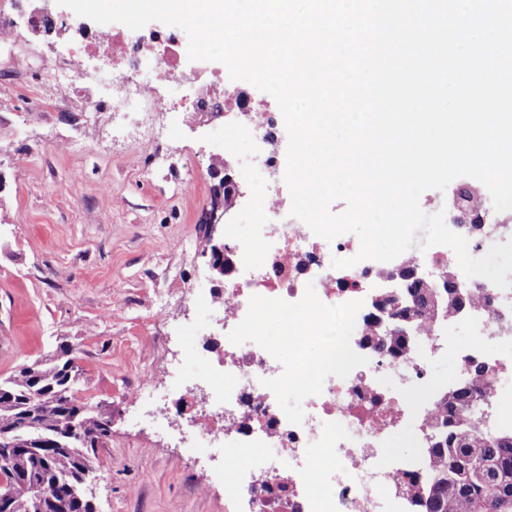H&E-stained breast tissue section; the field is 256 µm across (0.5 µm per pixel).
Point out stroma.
Listing matches in <instances>:
<instances>
[{
	"instance_id": "1",
	"label": "stroma",
	"mask_w": 512,
	"mask_h": 512,
	"mask_svg": "<svg viewBox=\"0 0 512 512\" xmlns=\"http://www.w3.org/2000/svg\"><path fill=\"white\" fill-rule=\"evenodd\" d=\"M0 57V379L59 347L77 356L76 398L112 413L87 494L96 512H242L235 471L193 448L186 426L159 432L139 390L193 345L195 290L213 277L204 254L239 211L208 228L219 129L190 117L180 140L149 145L111 114L89 122L45 109L39 76L17 78ZM430 367L435 387L457 379L458 352L477 341L467 325Z\"/></svg>"
}]
</instances>
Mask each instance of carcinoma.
<instances>
[{"mask_svg": "<svg viewBox=\"0 0 512 512\" xmlns=\"http://www.w3.org/2000/svg\"><path fill=\"white\" fill-rule=\"evenodd\" d=\"M452 275L447 269L439 281L421 282L412 270L399 271L408 287L384 302L391 322L375 335L373 348L386 356L407 353L417 327L443 324L470 307L472 298L447 287ZM41 365L39 374L21 368L0 380V431H13L19 448H36L50 441L69 412L78 415L79 433L39 455H19L6 481L18 485L30 475L48 487L65 480L78 486L110 434L99 413L74 394L73 351L63 346ZM493 378L490 368L477 362L471 379L440 393L429 419L427 469L412 478L415 512H512V429L491 425L486 413V385ZM32 512H94V506L56 496L36 503Z\"/></svg>", "mask_w": 512, "mask_h": 512, "instance_id": "1", "label": "carcinoma"}]
</instances>
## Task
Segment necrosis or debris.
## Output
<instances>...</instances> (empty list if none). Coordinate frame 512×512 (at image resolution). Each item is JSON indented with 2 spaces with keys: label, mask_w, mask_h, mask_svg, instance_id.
I'll return each mask as SVG.
<instances>
[{
  "label": "necrosis or debris",
  "mask_w": 512,
  "mask_h": 512,
  "mask_svg": "<svg viewBox=\"0 0 512 512\" xmlns=\"http://www.w3.org/2000/svg\"><path fill=\"white\" fill-rule=\"evenodd\" d=\"M18 12L26 15L32 41L69 33L74 53L107 60L106 70L80 74L67 59L31 54L42 70V86L51 92L49 104L75 97L86 111L121 115L143 129L144 139H177L182 122L172 116L167 95L188 80L181 68L188 53L181 29L136 43L110 24L89 27L76 16L48 19L35 0H0V47L11 42L9 18ZM223 81V73H213L196 86L195 100L211 116L223 117L225 155L247 161L248 215L258 230L232 241V269L223 289H203L197 296L203 311L223 314V358L211 359L210 335L193 327L196 344L171 371L169 393L182 399L207 391L209 412L188 430L203 452L230 448L228 460L237 467L231 494L246 500L248 512H411L408 476L421 470L423 459H391L388 445L406 428L426 431L432 409L428 367L454 348L452 327L422 331L417 346L398 359L379 354L366 335L388 295L391 273L412 266L428 269L435 279L456 267V256L444 246L426 254L408 250L389 262H360L354 238L343 234L329 242L313 234L291 215L285 199L276 113L247 99L215 97L212 87ZM474 216L480 231L454 227L472 255L512 238V210L498 212L486 203ZM335 257L355 264L333 268ZM468 284L478 302L464 317L478 342L462 357L494 368L488 393L494 405L512 375V288L477 277ZM274 312L287 313L288 321L271 339L264 322ZM300 331L321 337L314 357L294 351L292 338ZM286 392L305 404L303 417L283 407Z\"/></svg>",
  "instance_id": "1"
}]
</instances>
